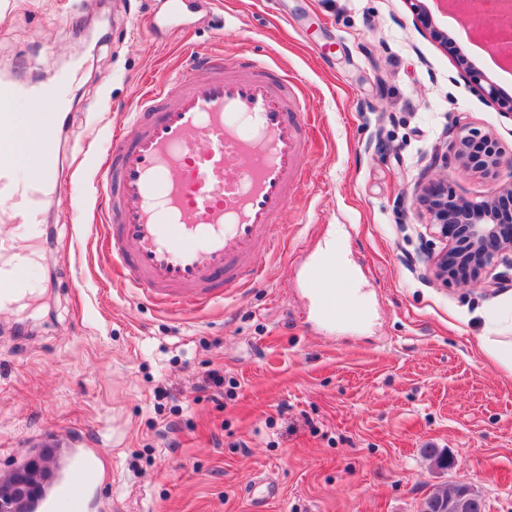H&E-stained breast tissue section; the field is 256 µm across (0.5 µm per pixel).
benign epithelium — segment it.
<instances>
[{"label": "benign epithelium", "instance_id": "7a95c632", "mask_svg": "<svg viewBox=\"0 0 512 512\" xmlns=\"http://www.w3.org/2000/svg\"><path fill=\"white\" fill-rule=\"evenodd\" d=\"M493 24L478 30L479 36L491 40L502 59L512 65V0H492ZM451 149L455 160L465 169L496 180V187L485 199L474 202L466 198L448 207V176L443 175L422 185L419 201L430 214L429 226L439 237L450 241L444 250H425L421 255L424 275L434 281L448 282V265H467L470 271L456 277L460 283L490 281L494 285L512 269V220L502 221L499 213L505 204L512 205V175L499 179L501 170L512 171V155H505L491 134L460 130ZM39 465L34 450H27L14 462L8 479L0 482V512H15L26 498L39 490L28 480Z\"/></svg>", "mask_w": 512, "mask_h": 512}]
</instances>
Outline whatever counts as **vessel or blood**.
Returning a JSON list of instances; mask_svg holds the SVG:
<instances>
[{
  "label": "vessel or blood",
  "mask_w": 512,
  "mask_h": 512,
  "mask_svg": "<svg viewBox=\"0 0 512 512\" xmlns=\"http://www.w3.org/2000/svg\"><path fill=\"white\" fill-rule=\"evenodd\" d=\"M54 91L0 82V312L35 303L28 272L43 202L64 189L52 128L34 127L31 113L11 106ZM298 105L287 78L264 61L231 65L220 51L194 62L178 88L159 84L140 97L130 114L136 135H117L96 184L110 200L102 244L127 284L172 311L205 307L262 273L275 244L270 226L307 178L299 158L311 124ZM23 163L32 169L24 180ZM307 276L323 321L359 320L339 305L352 282L341 260L313 264Z\"/></svg>",
  "instance_id": "obj_1"
}]
</instances>
